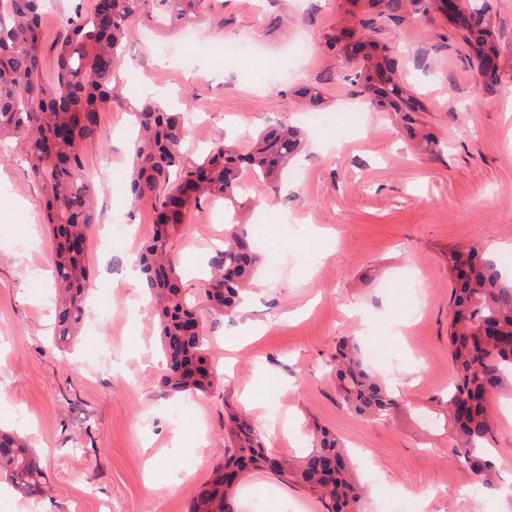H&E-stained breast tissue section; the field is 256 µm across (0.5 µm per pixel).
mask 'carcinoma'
<instances>
[{"label":"carcinoma","mask_w":512,"mask_h":512,"mask_svg":"<svg viewBox=\"0 0 512 512\" xmlns=\"http://www.w3.org/2000/svg\"><path fill=\"white\" fill-rule=\"evenodd\" d=\"M203 3L109 0L105 13L97 0H88L67 20L52 49V77L45 79L40 30L44 0H0V141L10 136L19 141L28 170L43 192L46 223L52 228L60 342L77 335L85 316L90 285L86 231L100 223L102 212L98 196L89 188L83 149L103 138L99 111L123 100L115 61L133 35L134 22L190 26L200 19ZM134 116L128 203L133 210L149 202L156 210L138 265L149 300L156 304L168 384L179 392H205L213 385L211 370L199 379L178 374L193 361L206 363L202 333L184 337L183 325L202 318L204 310L214 316L232 314L254 278L260 255L245 235H230L210 263L201 303L181 288L173 238L191 207L209 198H234L243 170L259 181L276 178L300 141L293 129L273 126L258 135L246 154L218 146L189 162L181 150L185 113L147 101ZM469 258L468 280L454 288L448 334L454 378L432 402L443 412V428L450 430L455 442V462L491 489L497 470L486 448L488 404L495 396H512V279L475 247L469 249ZM331 362L336 390L348 410L369 420L395 413L398 402L393 392L365 367L355 346L339 344ZM229 422L225 451L248 455L255 469L269 464L281 481L308 490L323 512H368L366 490L335 433L317 425L306 455L272 458L258 428L237 414L230 415ZM1 473L30 496L39 493L44 480L30 449L6 432L0 433ZM231 494L220 470L192 512H231Z\"/></svg>","instance_id":"1"}]
</instances>
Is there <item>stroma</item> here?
Wrapping results in <instances>:
<instances>
[{"mask_svg": "<svg viewBox=\"0 0 512 512\" xmlns=\"http://www.w3.org/2000/svg\"><path fill=\"white\" fill-rule=\"evenodd\" d=\"M488 36L470 28V0H206L195 46L157 27L154 42L129 43L115 67L124 103L99 114L102 141L84 150L104 208L88 231V311L77 341H52V240L40 185L17 144L0 148V429L27 439L45 471L26 497L0 481V512H190L224 463L229 413L261 426L271 456H300L320 424L344 441L369 507L395 493L422 512H506L512 490V402L491 401L488 438L499 492L477 491L454 461L442 428H423L431 396L453 377L448 353L453 278L448 253L512 252V0H490ZM256 40L257 56L228 57L225 41ZM306 38L302 64L283 70ZM390 73L409 121L359 96L357 76L379 87ZM192 113L182 150L196 160L221 143L247 152L267 125L301 127V152L276 181L254 182L234 202L194 208L173 254L184 288L199 295L209 262L230 232L263 239V264L230 317H205L206 392L164 385L155 314L130 278L151 233V205L130 209L125 177L133 116L149 94ZM359 110L360 127H302L309 112ZM417 267L419 283L388 293ZM376 367L399 398L385 421L350 413L328 362L343 340ZM178 465L186 479L168 486ZM234 512H320L308 493L267 469L234 486Z\"/></svg>", "mask_w": 512, "mask_h": 512, "instance_id": "1", "label": "stroma"}]
</instances>
